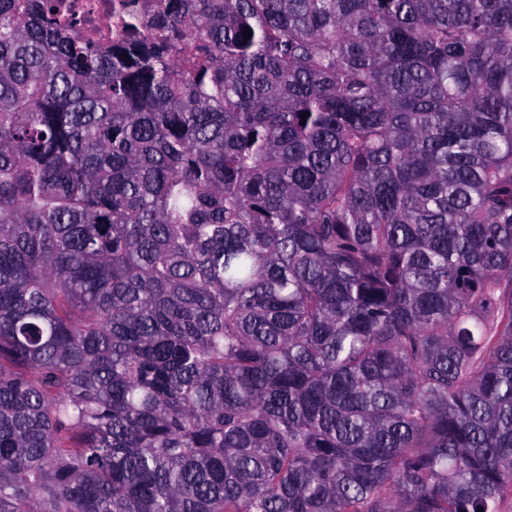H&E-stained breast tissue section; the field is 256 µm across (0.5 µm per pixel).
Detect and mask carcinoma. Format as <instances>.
<instances>
[{"label":"carcinoma","mask_w":512,"mask_h":512,"mask_svg":"<svg viewBox=\"0 0 512 512\" xmlns=\"http://www.w3.org/2000/svg\"><path fill=\"white\" fill-rule=\"evenodd\" d=\"M117 20L0 0V512H502L512 0ZM70 7L78 20L81 36L90 38L101 45L116 39L120 30L117 27L114 11L118 0H58Z\"/></svg>","instance_id":"obj_1"}]
</instances>
